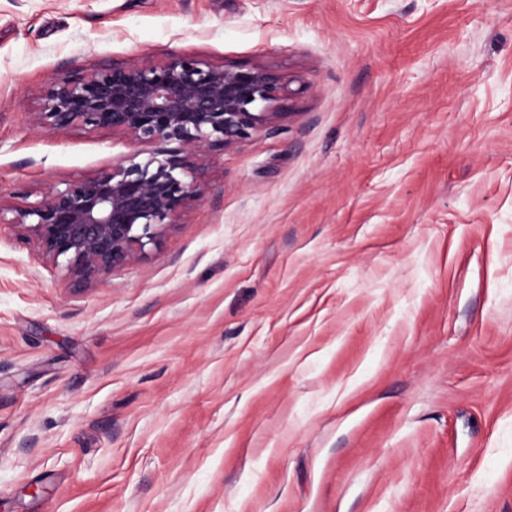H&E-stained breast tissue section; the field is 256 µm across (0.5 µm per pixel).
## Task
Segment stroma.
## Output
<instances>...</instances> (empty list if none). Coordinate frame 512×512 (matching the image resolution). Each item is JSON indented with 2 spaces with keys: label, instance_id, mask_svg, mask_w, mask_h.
Segmentation results:
<instances>
[{
  "label": "stroma",
  "instance_id": "obj_1",
  "mask_svg": "<svg viewBox=\"0 0 512 512\" xmlns=\"http://www.w3.org/2000/svg\"><path fill=\"white\" fill-rule=\"evenodd\" d=\"M175 56L287 115L91 284L0 224V512H512V0H0V199L149 153L40 88Z\"/></svg>",
  "mask_w": 512,
  "mask_h": 512
}]
</instances>
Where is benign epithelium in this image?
<instances>
[{"instance_id":"7a95c632","label":"benign epithelium","mask_w":512,"mask_h":512,"mask_svg":"<svg viewBox=\"0 0 512 512\" xmlns=\"http://www.w3.org/2000/svg\"><path fill=\"white\" fill-rule=\"evenodd\" d=\"M289 88L262 66L229 68L198 57L143 61L61 77L38 93V128L109 130L142 162L52 187L36 202H0V223L17 228L69 277L88 284L160 246L180 213L203 196L195 172L212 153L274 124Z\"/></svg>"}]
</instances>
